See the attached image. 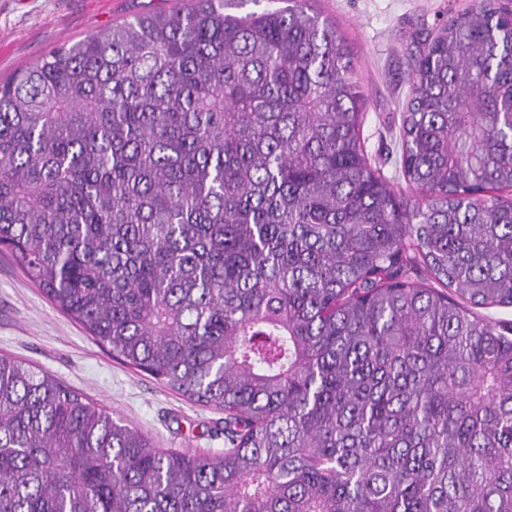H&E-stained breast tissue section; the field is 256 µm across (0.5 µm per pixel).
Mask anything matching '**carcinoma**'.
Listing matches in <instances>:
<instances>
[{"instance_id":"cac0c4a2","label":"carcinoma","mask_w":512,"mask_h":512,"mask_svg":"<svg viewBox=\"0 0 512 512\" xmlns=\"http://www.w3.org/2000/svg\"><path fill=\"white\" fill-rule=\"evenodd\" d=\"M191 0L0 83V248L112 357L224 413L159 448L0 357V512H512V10L409 73L411 201L306 0Z\"/></svg>"}]
</instances>
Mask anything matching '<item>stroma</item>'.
Segmentation results:
<instances>
[{
	"mask_svg": "<svg viewBox=\"0 0 512 512\" xmlns=\"http://www.w3.org/2000/svg\"><path fill=\"white\" fill-rule=\"evenodd\" d=\"M185 0H0V82L65 44L139 15L168 14ZM479 0H311L352 45L367 98L362 137L372 167L395 190L419 199L397 162L409 96L408 74L448 17ZM32 366L107 408L161 448L198 456L224 449L220 413L201 407L151 375L112 359L56 309L0 250V355Z\"/></svg>",
	"mask_w": 512,
	"mask_h": 512,
	"instance_id": "35a3bbf8",
	"label": "stroma"
}]
</instances>
